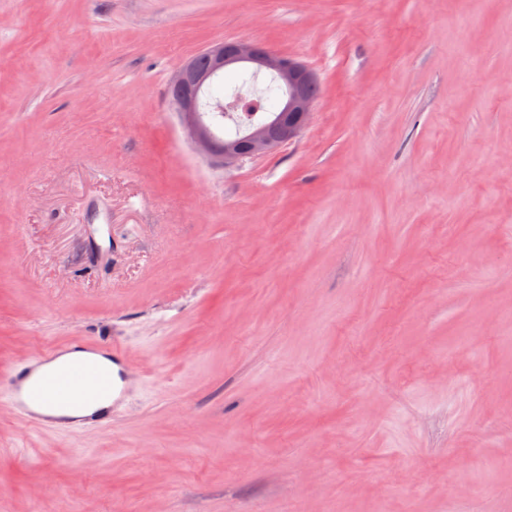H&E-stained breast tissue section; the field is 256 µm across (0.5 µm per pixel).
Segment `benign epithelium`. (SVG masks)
Instances as JSON below:
<instances>
[{
	"instance_id": "obj_1",
	"label": "benign epithelium",
	"mask_w": 512,
	"mask_h": 512,
	"mask_svg": "<svg viewBox=\"0 0 512 512\" xmlns=\"http://www.w3.org/2000/svg\"><path fill=\"white\" fill-rule=\"evenodd\" d=\"M208 68L198 67L190 59L171 79V87L180 90L171 109L192 150L209 161L233 166L246 157L269 154L296 140L308 127L314 100L307 87L320 83L317 73L302 61L270 47L257 50L245 40H227L204 49ZM233 66H247L269 74L283 87L284 96L277 113L261 123L245 128L240 137L219 144L209 125L200 116L199 94L215 76Z\"/></svg>"
}]
</instances>
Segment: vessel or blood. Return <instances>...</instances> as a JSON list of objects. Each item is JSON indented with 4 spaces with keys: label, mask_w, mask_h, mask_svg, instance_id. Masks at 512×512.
Masks as SVG:
<instances>
[{
    "label": "vessel or blood",
    "mask_w": 512,
    "mask_h": 512,
    "mask_svg": "<svg viewBox=\"0 0 512 512\" xmlns=\"http://www.w3.org/2000/svg\"><path fill=\"white\" fill-rule=\"evenodd\" d=\"M37 365L13 371L8 398L11 408L22 417L37 423H50L66 431L86 424L99 427L112 421V407H104L86 419L73 415V408L84 404L90 397H106L113 394L126 395L128 386L120 380H108L85 367L58 374L41 376ZM50 404L64 408L61 416L41 413L40 405Z\"/></svg>",
    "instance_id": "vessel-or-blood-1"
}]
</instances>
